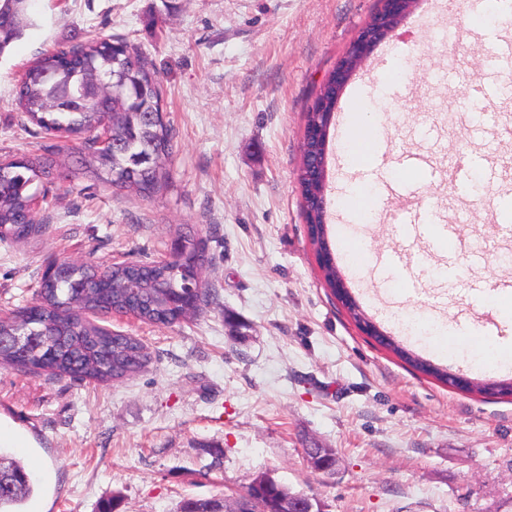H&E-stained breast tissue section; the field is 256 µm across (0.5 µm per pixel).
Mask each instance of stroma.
I'll return each mask as SVG.
<instances>
[{
	"label": "stroma",
	"mask_w": 512,
	"mask_h": 512,
	"mask_svg": "<svg viewBox=\"0 0 512 512\" xmlns=\"http://www.w3.org/2000/svg\"><path fill=\"white\" fill-rule=\"evenodd\" d=\"M422 0L407 20L415 45L379 44L336 106L327 155L329 231L362 243L357 268L341 274L366 317L403 346L393 317L417 308L422 321L483 326L471 282L512 279L498 255L512 236L492 215L512 198V178L470 186L485 167L512 160V138L477 139L469 114L512 118V97L473 94L501 81L486 59L512 30L474 24L482 0L440 14ZM380 0H30L21 39L0 57V157L37 153L44 138L16 104L26 65L43 52L122 37L148 57L164 86L176 135L170 188L150 199L102 180L71 179L81 146L59 140L40 237L0 240V316L34 300L46 263L106 266L156 259L176 231L204 241V315L173 328L103 318L140 339L149 360L106 385L26 376L0 368V424L17 431L21 457L40 490L36 512H96L119 496L118 512H180L188 501L234 499L266 475L319 500L324 512H512V396L458 390L419 372L365 336L324 283L301 209L298 184L307 114L320 88ZM402 77L384 80L388 64ZM380 113L379 154L446 150L416 178L432 224L461 213L466 244L484 265L448 260L435 235L414 247L425 258L405 272L377 263L399 244L394 202L370 218L345 206L355 187L375 186L355 163L344 131L357 106ZM472 165L456 187L441 179L449 157ZM331 448L334 473L316 471L304 450ZM221 466H213L214 449Z\"/></svg>",
	"instance_id": "35a3bbf8"
}]
</instances>
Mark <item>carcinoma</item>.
I'll list each match as a JSON object with an SVG mask.
<instances>
[{"mask_svg":"<svg viewBox=\"0 0 512 512\" xmlns=\"http://www.w3.org/2000/svg\"><path fill=\"white\" fill-rule=\"evenodd\" d=\"M28 0H0V55L19 40L27 27ZM17 102L29 122L50 134L54 130L83 132L74 178L90 175L141 198L171 186L174 132L162 112L163 85L146 56L120 38L92 39L68 49L44 53L26 66L16 87ZM107 129L116 141L112 151L96 147ZM25 157L0 167V239L25 240L41 231L35 222L36 194L30 186L50 179L49 153ZM65 268L41 278L37 298L25 309L22 323L0 318V367L24 374L68 376L108 384L140 371L147 362L144 345L135 337L115 333L75 310L134 312L139 322L172 326L186 315L199 317L211 290L200 283L198 305L185 309L190 265L163 258L115 262L99 279L96 268L63 262ZM24 326L38 337L16 347L8 338ZM386 346L399 358L440 381L441 371L388 338ZM36 487L24 463L0 452V512H26Z\"/></svg>","mask_w":512,"mask_h":512,"instance_id":"cac0c4a2","label":"carcinoma"}]
</instances>
